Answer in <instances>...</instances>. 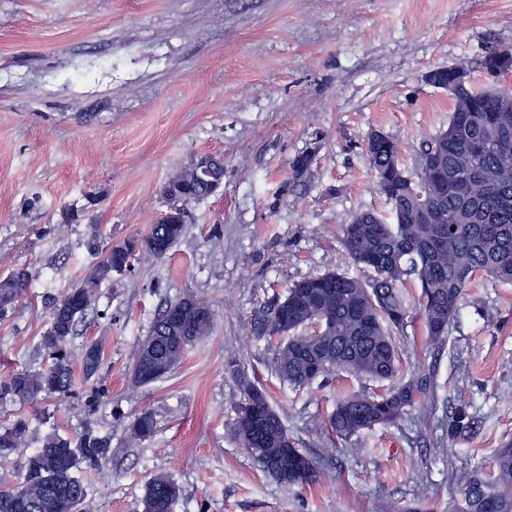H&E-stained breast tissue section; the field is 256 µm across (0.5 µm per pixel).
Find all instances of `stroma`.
<instances>
[{"mask_svg":"<svg viewBox=\"0 0 512 512\" xmlns=\"http://www.w3.org/2000/svg\"><path fill=\"white\" fill-rule=\"evenodd\" d=\"M510 47L512 0H0V277L31 274L0 314V381L46 365L52 298L102 258L86 246L94 227L145 236L169 176L224 157L223 189L187 204L181 241L99 287L69 341L101 346L97 374L63 397L0 395V430L30 422L0 480L17 482L45 435L90 429L111 441L108 482L82 462L74 471L91 512H143L156 474L181 490L174 512H462L456 474L493 479L494 451L512 439V285L476 277L439 348L412 312L399 339L426 396L397 425L345 440L322 422L373 383L338 372L292 390L251 320L294 281L347 268L340 227L354 213L388 214L362 147L382 131L415 167L452 107L426 72L463 65L479 84L484 55ZM187 295L214 311L211 333L166 378L134 385L137 344ZM232 360L323 471L317 485L285 487L235 439ZM461 405L480 427L453 439ZM144 411L156 432L131 441Z\"/></svg>","mask_w":512,"mask_h":512,"instance_id":"obj_1","label":"stroma"}]
</instances>
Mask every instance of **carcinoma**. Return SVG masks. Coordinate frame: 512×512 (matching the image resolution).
<instances>
[{
  "mask_svg": "<svg viewBox=\"0 0 512 512\" xmlns=\"http://www.w3.org/2000/svg\"><path fill=\"white\" fill-rule=\"evenodd\" d=\"M481 68L492 76L491 84L475 85L465 97L454 99L448 129L423 143L414 172L400 164L398 139L377 130L368 135L365 159L389 216L356 213L342 225V247L348 261L371 276L329 269L304 277L253 318L255 336L279 340L271 367L289 386L303 389L336 370L386 384L381 394L352 392L336 403L327 428L340 439L396 424L426 394L423 383L400 375V351L392 337L409 317L406 285L419 288L427 343L440 347L476 276L512 284V90L496 87L501 76L512 72V59L502 61L493 51ZM213 194L194 163L173 173L163 195L175 201L179 218L163 213L145 236L108 242L103 258L81 283L52 301L41 339L50 363L12 375L5 393L27 400L68 393L74 364L69 340L94 306L97 288L112 274L132 270L144 256L165 257L185 235L186 204ZM158 241L165 250L156 249ZM28 281L25 268L0 277V312L17 301ZM214 318L211 307L192 295L168 304L134 352L132 382L145 386L169 374L194 344L209 336ZM100 363L99 345H85L80 353L85 378L95 375ZM228 367L242 393L233 428L236 440L285 486L318 483L322 472L312 460L305 474H297L285 451L288 431L266 393L235 362ZM144 368L152 371L151 377L142 375ZM29 431L23 418L1 431L0 458L25 446ZM155 431L156 421L146 411L128 426L133 441L148 439ZM106 448L107 440L91 430L75 444L57 434L46 436L28 458L23 496L13 497V487L0 483V512H87L86 487L73 470L82 459L107 477L102 465ZM493 465L492 481L478 471L466 477L465 512H512L511 439L496 449ZM179 497L173 481L155 475L145 485L144 512H174Z\"/></svg>",
  "mask_w": 512,
  "mask_h": 512,
  "instance_id": "cac0c4a2",
  "label": "carcinoma"
}]
</instances>
